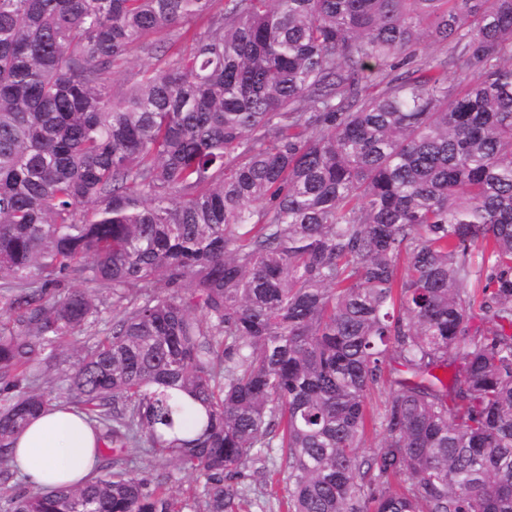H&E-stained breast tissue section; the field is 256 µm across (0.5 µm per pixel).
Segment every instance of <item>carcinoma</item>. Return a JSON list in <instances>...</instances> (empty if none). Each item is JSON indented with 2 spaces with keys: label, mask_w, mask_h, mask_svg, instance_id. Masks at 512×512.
Returning a JSON list of instances; mask_svg holds the SVG:
<instances>
[{
  "label": "carcinoma",
  "mask_w": 512,
  "mask_h": 512,
  "mask_svg": "<svg viewBox=\"0 0 512 512\" xmlns=\"http://www.w3.org/2000/svg\"><path fill=\"white\" fill-rule=\"evenodd\" d=\"M50 375L99 469L10 495ZM0 384L9 512H512V0H0ZM125 455H127V466L131 470V475L138 478L151 480L164 471L175 472L173 463L158 460L144 448H127ZM268 492H270V486L252 483L247 492L253 503L251 512H285L283 508L278 509L277 502L268 496Z\"/></svg>",
  "instance_id": "cac0c4a2"
}]
</instances>
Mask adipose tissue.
Listing matches in <instances>:
<instances>
[{
  "mask_svg": "<svg viewBox=\"0 0 512 512\" xmlns=\"http://www.w3.org/2000/svg\"><path fill=\"white\" fill-rule=\"evenodd\" d=\"M96 435L75 412L53 408L18 435L14 465L25 481L43 489L86 482L96 466Z\"/></svg>",
  "mask_w": 512,
  "mask_h": 512,
  "instance_id": "1",
  "label": "adipose tissue"
}]
</instances>
